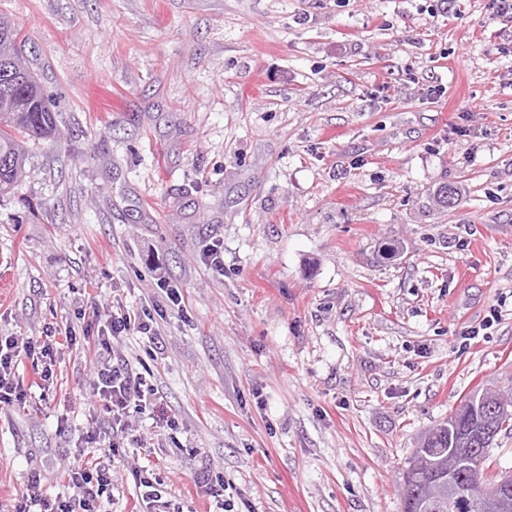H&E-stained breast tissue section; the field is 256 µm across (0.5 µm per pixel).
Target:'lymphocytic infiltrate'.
I'll return each instance as SVG.
<instances>
[{
  "mask_svg": "<svg viewBox=\"0 0 512 512\" xmlns=\"http://www.w3.org/2000/svg\"><path fill=\"white\" fill-rule=\"evenodd\" d=\"M92 316L95 331L76 335L65 333L66 341L83 339L94 354L90 362L87 397L105 416L106 424L88 429L80 438L73 462L64 465L62 476L65 493L55 498L43 496L38 484L18 499L14 512H112V458L118 448H145L146 442L134 434L128 421L131 410L145 408L148 399L143 391L142 374L132 370L114 347L115 342L136 332L147 337L154 353H162L161 333L150 308L132 313L123 304L109 300L94 301ZM57 345L55 331H47L43 340L20 336H0V405L25 403L30 388L18 367L25 358L53 357Z\"/></svg>",
  "mask_w": 512,
  "mask_h": 512,
  "instance_id": "1",
  "label": "lymphocytic infiltrate"
}]
</instances>
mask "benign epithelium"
I'll use <instances>...</instances> for the list:
<instances>
[{
    "instance_id": "benign-epithelium-1",
    "label": "benign epithelium",
    "mask_w": 512,
    "mask_h": 512,
    "mask_svg": "<svg viewBox=\"0 0 512 512\" xmlns=\"http://www.w3.org/2000/svg\"><path fill=\"white\" fill-rule=\"evenodd\" d=\"M431 481L446 493L431 500H419L416 512H440L446 503L471 502L484 512H512V472L483 478L477 449L465 436L452 448H437Z\"/></svg>"
}]
</instances>
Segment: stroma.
Returning a JSON list of instances; mask_svg holds the SVG:
<instances>
[{
    "instance_id": "obj_1",
    "label": "stroma",
    "mask_w": 512,
    "mask_h": 512,
    "mask_svg": "<svg viewBox=\"0 0 512 512\" xmlns=\"http://www.w3.org/2000/svg\"><path fill=\"white\" fill-rule=\"evenodd\" d=\"M55 112L0 194V336L82 329L158 277L184 311L118 349L183 512H401L406 461L512 383V19L490 0H0ZM441 94H433V87ZM451 184L459 196L440 203ZM224 241V272L203 262ZM403 246L386 258L390 241ZM474 339L463 340L469 328ZM90 357L0 407V512L103 418ZM130 448L112 512L141 494Z\"/></svg>"
}]
</instances>
